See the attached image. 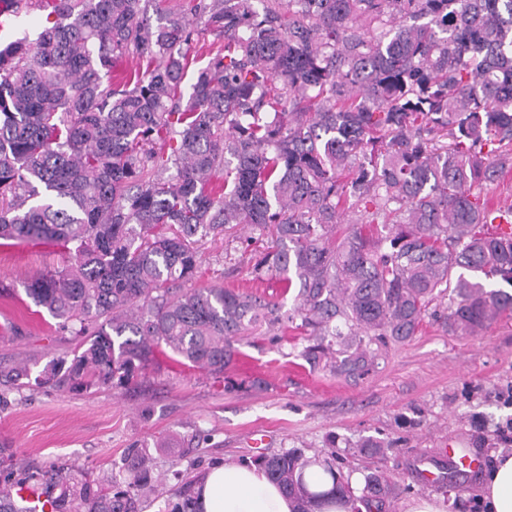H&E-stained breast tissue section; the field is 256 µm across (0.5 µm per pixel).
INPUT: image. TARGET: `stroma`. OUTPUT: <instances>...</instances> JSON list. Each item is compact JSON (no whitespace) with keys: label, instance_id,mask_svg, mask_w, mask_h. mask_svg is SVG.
Returning a JSON list of instances; mask_svg holds the SVG:
<instances>
[{"label":"stroma","instance_id":"1","mask_svg":"<svg viewBox=\"0 0 512 512\" xmlns=\"http://www.w3.org/2000/svg\"><path fill=\"white\" fill-rule=\"evenodd\" d=\"M194 287L260 292L295 305L275 281L250 275L254 248L244 238L200 244ZM60 248L0 245V474L47 478L61 470L71 482L99 479L124 486L137 453L151 459L157 484L141 512H168L183 487L221 460L249 461L259 453L304 449L335 455L345 476L382 470L394 487L388 512H403L417 495L442 498L447 512H477L481 478L498 453H512V315L478 332L453 331L447 293L430 305L419 332L383 349L369 374L345 379L306 361L305 343L267 336L244 346L221 378L169 361L128 384L80 392L38 386L36 376L76 342L25 292L35 274L63 266ZM26 363L29 376L8 371ZM263 431V449L253 448ZM369 438L388 443L382 457L360 453ZM171 447H163V440ZM478 460L455 470L449 449ZM436 480L426 484L422 471Z\"/></svg>","mask_w":512,"mask_h":512}]
</instances>
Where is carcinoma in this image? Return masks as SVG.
<instances>
[{
  "mask_svg": "<svg viewBox=\"0 0 512 512\" xmlns=\"http://www.w3.org/2000/svg\"><path fill=\"white\" fill-rule=\"evenodd\" d=\"M0 1L41 17L0 45V241L62 249L25 291L80 338L39 383L110 385L162 357L218 376L261 329L360 377L450 282L452 329L512 313L479 281L512 285V238L483 232V194L512 169V0H180L155 26L140 0ZM190 15L224 36L191 76ZM129 58L145 70L118 72ZM239 226L265 243L254 279L295 290L293 310L182 287L199 242ZM256 464L294 512L330 496L385 512L393 494L375 471L357 495L299 448ZM315 466L331 489L311 490ZM49 481L56 512H138L152 487L143 457L122 491Z\"/></svg>",
  "mask_w": 512,
  "mask_h": 512,
  "instance_id": "carcinoma-1",
  "label": "carcinoma"
}]
</instances>
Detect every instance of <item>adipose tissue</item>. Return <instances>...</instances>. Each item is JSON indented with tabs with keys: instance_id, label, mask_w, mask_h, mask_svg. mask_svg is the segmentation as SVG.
Masks as SVG:
<instances>
[{
	"instance_id": "obj_1",
	"label": "adipose tissue",
	"mask_w": 512,
	"mask_h": 512,
	"mask_svg": "<svg viewBox=\"0 0 512 512\" xmlns=\"http://www.w3.org/2000/svg\"><path fill=\"white\" fill-rule=\"evenodd\" d=\"M199 512H293V503L254 464L224 461L195 486ZM481 503L488 512H512V455L497 456L485 474Z\"/></svg>"
}]
</instances>
